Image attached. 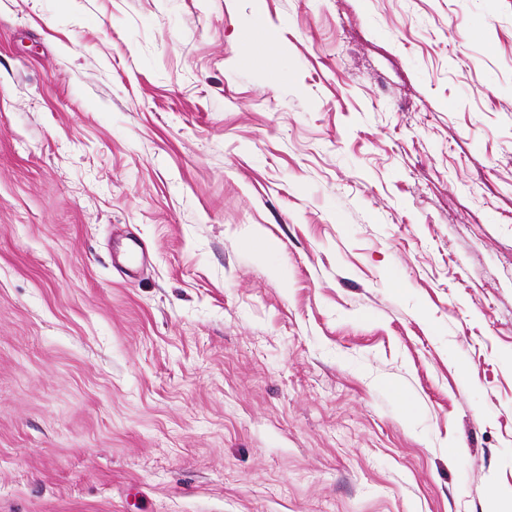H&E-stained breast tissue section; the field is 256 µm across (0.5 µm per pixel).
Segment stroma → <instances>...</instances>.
<instances>
[{
  "instance_id": "35a3bbf8",
  "label": "stroma",
  "mask_w": 512,
  "mask_h": 512,
  "mask_svg": "<svg viewBox=\"0 0 512 512\" xmlns=\"http://www.w3.org/2000/svg\"><path fill=\"white\" fill-rule=\"evenodd\" d=\"M497 498L512 0H0V512Z\"/></svg>"
}]
</instances>
